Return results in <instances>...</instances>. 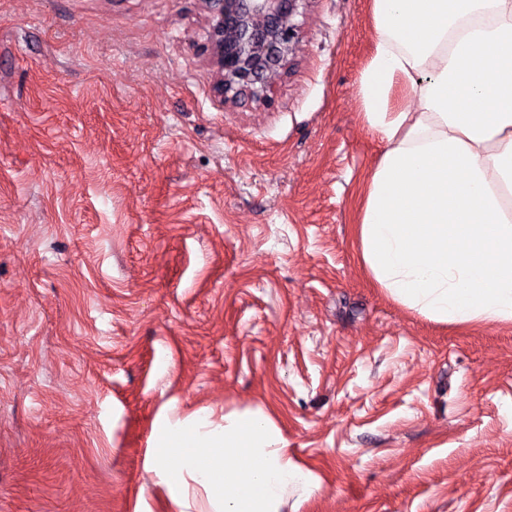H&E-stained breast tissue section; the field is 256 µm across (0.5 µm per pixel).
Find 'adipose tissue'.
<instances>
[{
    "label": "adipose tissue",
    "mask_w": 512,
    "mask_h": 512,
    "mask_svg": "<svg viewBox=\"0 0 512 512\" xmlns=\"http://www.w3.org/2000/svg\"><path fill=\"white\" fill-rule=\"evenodd\" d=\"M364 115L382 142L357 233L360 258L399 303L442 323L512 322V0H373ZM405 85L409 103L392 106ZM173 493L212 512H281L314 483L259 411L162 422L154 460Z\"/></svg>",
    "instance_id": "obj_1"
}]
</instances>
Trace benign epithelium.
<instances>
[{
    "label": "benign epithelium",
    "instance_id": "obj_1",
    "mask_svg": "<svg viewBox=\"0 0 512 512\" xmlns=\"http://www.w3.org/2000/svg\"><path fill=\"white\" fill-rule=\"evenodd\" d=\"M210 25L205 52L213 93L224 100L269 102V76L288 66L299 44L293 22L301 0H203Z\"/></svg>",
    "mask_w": 512,
    "mask_h": 512
}]
</instances>
